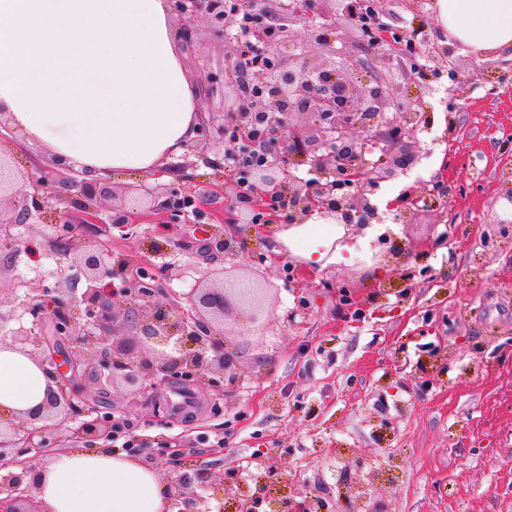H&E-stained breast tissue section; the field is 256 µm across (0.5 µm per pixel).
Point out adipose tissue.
Wrapping results in <instances>:
<instances>
[{
	"instance_id": "adipose-tissue-1",
	"label": "adipose tissue",
	"mask_w": 512,
	"mask_h": 512,
	"mask_svg": "<svg viewBox=\"0 0 512 512\" xmlns=\"http://www.w3.org/2000/svg\"><path fill=\"white\" fill-rule=\"evenodd\" d=\"M168 0H0V110L27 144L93 178L151 173L196 134V89L178 51ZM439 20L475 55L512 49V0H440ZM319 216L282 229L271 250L309 269L355 247ZM47 378L0 349V414L30 410ZM43 512H163L171 494L156 470L122 453L72 448L27 472Z\"/></svg>"
}]
</instances>
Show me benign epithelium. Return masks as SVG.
I'll use <instances>...</instances> for the list:
<instances>
[{
	"label": "benign epithelium",
	"instance_id": "benign-epithelium-1",
	"mask_svg": "<svg viewBox=\"0 0 512 512\" xmlns=\"http://www.w3.org/2000/svg\"><path fill=\"white\" fill-rule=\"evenodd\" d=\"M178 11L189 17L203 11L211 23L224 32L239 27L240 10L264 13L261 0H244L242 9L224 12V0H175ZM367 27L352 23L344 27L336 20L350 17L348 0H283L272 22L247 33L258 43L279 32L280 44H295L298 34L279 28L281 18L307 24L324 48L327 58L310 66L303 54L292 64H273L257 72L255 78L241 81L237 111L229 112L217 133L230 126L237 132L233 148L243 145L251 154L240 183L249 192L237 196L239 203L252 208L262 202L282 201L290 224H303L314 214L338 224L368 226L378 218L371 196L380 184L407 170L417 159L416 142L407 139L420 121V113L404 107L390 89L389 64L399 54L403 36L393 37L385 22L380 0L369 3ZM352 34L350 46L336 48ZM370 52V60L381 66L373 69L370 80L357 82L346 66L347 51ZM264 114L266 130L256 134V117ZM310 116L307 124L299 118ZM308 166L312 178L294 174L292 166ZM21 176L10 162L0 156V239L11 237L19 214L39 211L38 196L31 201L19 198ZM95 180L77 172L71 186L81 189L84 200L79 207L83 222L95 224L98 210L93 204ZM171 198L156 202L146 199L136 186L126 188L124 204L112 206L116 224L133 222L134 209L147 205L160 211L169 208ZM74 260L83 268L87 286L80 303L85 322L71 312L66 296L52 288H41L38 297H14L17 308L28 311L36 323L9 330L0 338V347L30 357L50 378L46 398L35 409L19 413L18 422L0 425V512H42L34 487L24 484V473L11 468L22 465L20 457L31 446V426L59 432L75 443L87 439H112L116 423L112 414L94 408L89 419L73 418L74 393L57 383V376L71 373L76 377L83 367L97 363V383L112 386L122 381L133 398L155 389L153 379L174 374L191 386L205 384L211 374H222L233 366L232 354L209 338L212 331L224 328L225 318L235 315L256 323L266 288L254 278L222 280L193 290L184 308L174 302L161 304L155 290L140 285L127 288L132 297L126 308L117 306L115 294L102 286L106 278L127 276L126 267L102 262L98 253L85 249L77 237L68 241ZM128 327L132 336H115L117 327ZM68 343L59 350V340ZM216 483L210 469L199 467L179 479L172 499L181 504V512H197L194 488L213 489Z\"/></svg>",
	"mask_w": 512,
	"mask_h": 512
}]
</instances>
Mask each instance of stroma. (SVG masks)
Masks as SVG:
<instances>
[{
  "label": "stroma",
  "instance_id": "35a3bbf8",
  "mask_svg": "<svg viewBox=\"0 0 512 512\" xmlns=\"http://www.w3.org/2000/svg\"><path fill=\"white\" fill-rule=\"evenodd\" d=\"M388 12L421 50L448 44L438 0H393ZM171 18L194 30L196 52L181 59L208 125L173 167L138 183L190 207L114 224L112 198L125 185L101 179L98 223L66 229L56 220L75 211L79 192L44 190L40 217L17 224L11 246L0 247V295L80 296L81 269L51 245L70 231L104 245L105 262L150 270L160 302L223 275L265 282L262 325L226 322L235 368L195 388L197 406L180 415L131 399L123 384L97 385L93 370L76 378L85 404L120 419L113 447L128 441L137 458L153 455L169 483L205 466L232 487L221 500L202 491L201 512H238L241 494L270 512L271 500L296 493L329 512H512V53L478 60L461 48L456 72L428 59L422 73L396 76V97L422 115L419 153L379 192H410L416 203L386 212L374 234L351 230L365 246L309 273L291 253L270 257L262 238L278 225L239 222L240 205L224 193L226 146L214 128L239 94L226 65L231 37L201 13ZM209 75L223 79V97L203 94ZM0 152L52 182L70 176L39 146L4 141ZM212 230L236 248L211 249ZM379 267L386 275L377 280Z\"/></svg>",
  "mask_w": 512,
  "mask_h": 512
}]
</instances>
